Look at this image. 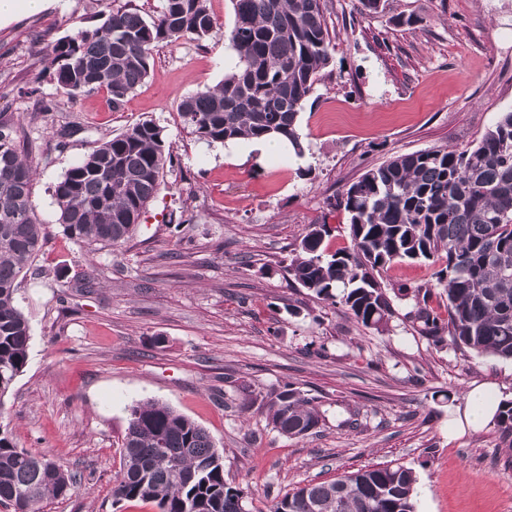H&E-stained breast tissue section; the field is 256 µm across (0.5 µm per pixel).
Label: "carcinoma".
I'll list each match as a JSON object with an SVG mask.
<instances>
[{"label": "carcinoma", "mask_w": 512, "mask_h": 512, "mask_svg": "<svg viewBox=\"0 0 512 512\" xmlns=\"http://www.w3.org/2000/svg\"><path fill=\"white\" fill-rule=\"evenodd\" d=\"M234 23L224 39L236 54L224 80L182 98L178 114L198 139L230 144L280 136L302 153L298 115L335 44L324 0H231ZM214 21L208 0H165L145 19L134 7L112 11L51 46L62 97L106 90L112 109L148 77L153 50L184 37L204 41ZM29 143L14 117L0 112V399L26 365L30 327L17 306V280L42 250L45 233L32 201ZM171 153L151 119L100 140L55 184L59 224L88 253L123 245L159 193ZM350 245L327 253L330 224H311L288 275L315 297L338 304L357 325L387 330L392 299L413 300L406 319L420 336L512 361V111L469 149L438 147L366 168L338 200ZM439 265L436 287L446 313L430 305L431 288L384 283L401 263ZM267 421L281 436L317 433L325 417L292 383L271 393ZM512 453V400L493 421ZM417 482L402 465L361 468L288 492L270 512H415ZM62 463L20 448L0 428V504L43 512L49 498L74 491ZM117 500L150 501L158 512H248L243 492L224 479L223 451L195 420L156 400L130 408L121 444Z\"/></svg>", "instance_id": "cac0c4a2"}]
</instances>
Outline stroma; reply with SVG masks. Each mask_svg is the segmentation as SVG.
<instances>
[{"mask_svg":"<svg viewBox=\"0 0 512 512\" xmlns=\"http://www.w3.org/2000/svg\"><path fill=\"white\" fill-rule=\"evenodd\" d=\"M324 2L334 63L299 114L303 153L286 156L207 144L178 115L183 96L236 62L224 39L231 0H210L208 40L159 44L121 109L99 90L49 118L52 44L112 9L158 17L164 0H57L0 26V112L32 145L46 231L37 271L18 281L31 339L0 422L19 447L75 473V490L45 512H156L112 496L129 409L147 399L207 429L248 512L390 462L414 470L416 512H512V459L495 428L448 432L472 387L512 398V363L429 344L404 320L407 299L395 301L388 331L362 328L283 270L309 225L334 226L330 249L348 245L347 214L327 200L366 167L470 148L512 111V0H381L370 14L359 0ZM145 119L164 128L173 168L132 238L87 256L63 232L53 187L103 137ZM66 122L82 131L61 149L55 131ZM185 208L192 223L178 221ZM286 382L325 411L318 433L289 439L268 426L264 405ZM350 408L360 428L340 426Z\"/></svg>","mask_w":512,"mask_h":512,"instance_id":"35a3bbf8","label":"stroma"}]
</instances>
